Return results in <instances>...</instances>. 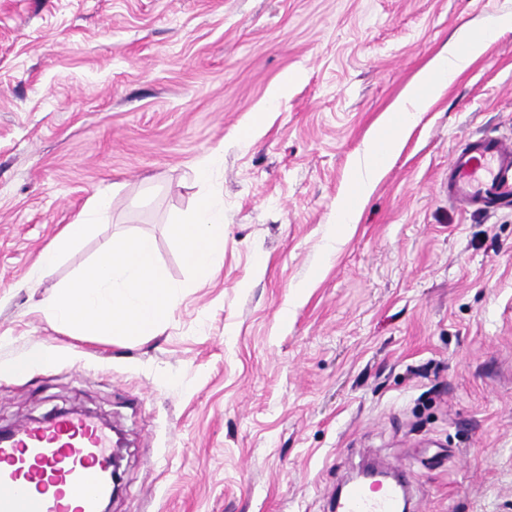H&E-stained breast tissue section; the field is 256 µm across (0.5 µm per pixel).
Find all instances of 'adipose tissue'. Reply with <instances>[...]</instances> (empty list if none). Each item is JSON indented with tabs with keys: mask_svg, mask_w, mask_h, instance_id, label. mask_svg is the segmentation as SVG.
Listing matches in <instances>:
<instances>
[{
	"mask_svg": "<svg viewBox=\"0 0 512 512\" xmlns=\"http://www.w3.org/2000/svg\"><path fill=\"white\" fill-rule=\"evenodd\" d=\"M508 17L489 19L481 35L460 31L457 38L420 70L383 114L358 163L347 196L336 205L337 223L358 221L361 200L379 182L386 163L400 149L423 112L495 41ZM110 218L106 194L93 197L85 210L42 254L40 265L55 266ZM183 259L196 280L206 281L224 263V202L220 194L202 196L193 211L173 227ZM179 290L158 263L153 238L117 236L79 275L39 304L44 319L77 335L144 339L156 333L176 307Z\"/></svg>",
	"mask_w": 512,
	"mask_h": 512,
	"instance_id": "adipose-tissue-1",
	"label": "adipose tissue"
}]
</instances>
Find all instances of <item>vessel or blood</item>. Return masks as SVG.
<instances>
[{"instance_id":"obj_1","label":"vessel or blood","mask_w":512,"mask_h":512,"mask_svg":"<svg viewBox=\"0 0 512 512\" xmlns=\"http://www.w3.org/2000/svg\"><path fill=\"white\" fill-rule=\"evenodd\" d=\"M440 189L463 207L488 212L512 202V137L483 135L452 152ZM112 430L61 411L22 421L0 438V512H100L112 483ZM400 490L353 484L336 512H399Z\"/></svg>"}]
</instances>
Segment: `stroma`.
<instances>
[{"label":"stroma","mask_w":512,"mask_h":512,"mask_svg":"<svg viewBox=\"0 0 512 512\" xmlns=\"http://www.w3.org/2000/svg\"><path fill=\"white\" fill-rule=\"evenodd\" d=\"M500 15L512 0H0V427L59 410L118 427L111 512H331L367 458L415 512H512V209L439 190L463 139L512 136V27L336 224L386 108ZM103 191L110 223L40 269ZM208 192L224 264L199 284L171 226ZM124 234L151 236L180 286L170 319L146 340L50 326L41 299ZM41 345L51 369L7 371Z\"/></svg>","instance_id":"1"}]
</instances>
